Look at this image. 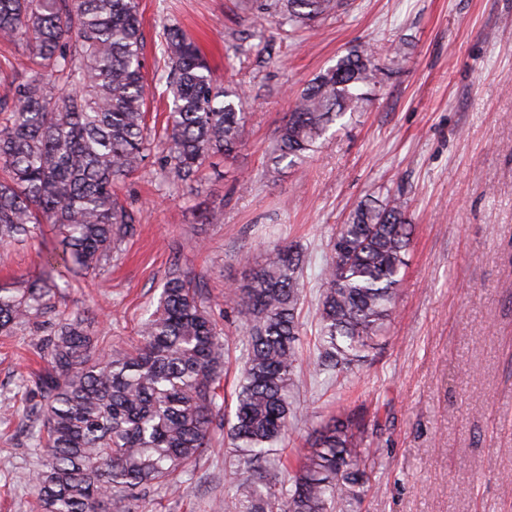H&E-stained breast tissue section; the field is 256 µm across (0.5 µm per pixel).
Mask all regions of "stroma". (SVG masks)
<instances>
[{
    "mask_svg": "<svg viewBox=\"0 0 512 512\" xmlns=\"http://www.w3.org/2000/svg\"><path fill=\"white\" fill-rule=\"evenodd\" d=\"M145 71L162 66L165 25L183 27L218 83L245 93L243 146L215 156L198 183L175 187L158 158L120 187L139 233L101 275L45 268L42 236L0 247V284L53 280L36 325L0 336V512H33L41 458L29 435L40 338L81 315L105 350L128 351L173 271L206 290L224 338L232 395L243 336L228 292L266 248L308 256L296 378L302 413L281 466L294 464L337 411L372 426V488L354 512H512V0H346L290 35L256 0H141ZM369 44L388 79L353 117L332 126L303 164L267 161L293 100L347 48ZM398 195L413 235L387 333L365 363L316 374L311 341L327 243L366 197ZM238 460L214 430L179 491H136L130 512H234L225 473Z\"/></svg>",
    "mask_w": 512,
    "mask_h": 512,
    "instance_id": "obj_1",
    "label": "stroma"
}]
</instances>
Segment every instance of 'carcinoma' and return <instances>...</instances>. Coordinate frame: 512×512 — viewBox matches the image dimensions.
Masks as SVG:
<instances>
[{
	"label": "carcinoma",
	"mask_w": 512,
	"mask_h": 512,
	"mask_svg": "<svg viewBox=\"0 0 512 512\" xmlns=\"http://www.w3.org/2000/svg\"><path fill=\"white\" fill-rule=\"evenodd\" d=\"M335 0H270L280 28H309ZM139 0H0V37L22 46L12 103L0 102V244L57 231L62 250L43 257L86 274L137 233L118 185L154 152L174 181L189 185L216 154L243 144L248 113L241 88L220 85L196 42L163 28L159 80L172 97L162 135L146 122ZM385 72L372 50L347 49L316 75L279 126L270 157L304 162L331 125L362 108ZM410 224L398 197L359 203L330 245L317 308L314 370L351 368L385 331L403 280ZM305 255L269 249L230 294L245 347L233 410L221 414L224 341L199 283L173 273L141 322L133 351L95 350L78 316L40 340L48 367L32 438L39 512H130L138 487L180 488L179 477L206 448L217 417L238 461L256 474L237 512H348L367 492L363 439L347 415L326 424L288 482L270 485V456L297 416L298 351ZM49 290L0 285V334L34 322Z\"/></svg>",
	"instance_id": "1"
}]
</instances>
